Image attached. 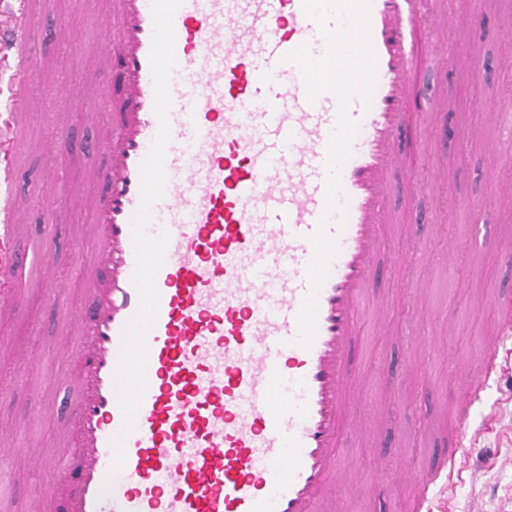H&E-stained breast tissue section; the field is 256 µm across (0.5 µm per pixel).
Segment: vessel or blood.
I'll use <instances>...</instances> for the list:
<instances>
[{"instance_id": "b4317fda", "label": "vessel or blood", "mask_w": 512, "mask_h": 512, "mask_svg": "<svg viewBox=\"0 0 512 512\" xmlns=\"http://www.w3.org/2000/svg\"><path fill=\"white\" fill-rule=\"evenodd\" d=\"M12 51L0 54V321H12L38 295L62 322L55 353L70 366L66 404L38 394L32 414L62 415L54 441L37 455L0 448V469L23 461L53 468L37 488L35 512H347L363 491L341 460L343 433L363 432L353 414L351 349L362 320L383 329L405 301L434 317L421 285L372 295L397 190L434 193L441 176L412 179L402 140L423 93L417 65L446 69L448 46H419L418 32L440 30L447 17L418 11V0H370L376 55L371 104L354 100L360 124L340 171L343 218L326 227L339 252L318 293L317 333L298 344L297 316L309 292L311 242L326 205L327 146L337 102L309 101L299 69L285 57L300 46L321 55L326 44L303 0H183L173 18L176 66L169 111L167 183L152 208L150 234L167 232L156 276L157 319L148 335L147 388L135 426L123 432L114 373L122 329L139 305L131 278V217L140 203V164L158 130L149 56L150 0H109L99 37L75 36L70 22L54 32L73 55L95 58L76 83L46 81L29 0H7ZM81 100L95 127L88 146L102 163L51 184L39 200L44 235L15 247L27 203L11 185L15 135L31 113ZM47 167L72 148L63 128L32 143ZM94 187L86 196V187ZM89 197L82 223H70L58 194ZM69 227L75 253L69 277L58 272L57 225ZM500 324L483 341L479 368L454 403L438 467L402 472L418 489L412 512L434 499L454 508L452 478L473 448L470 414L512 345V296L499 302ZM122 437L125 464L112 473V441Z\"/></svg>"}]
</instances>
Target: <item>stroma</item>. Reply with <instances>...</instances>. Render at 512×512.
I'll use <instances>...</instances> for the list:
<instances>
[{
    "instance_id": "obj_1",
    "label": "stroma",
    "mask_w": 512,
    "mask_h": 512,
    "mask_svg": "<svg viewBox=\"0 0 512 512\" xmlns=\"http://www.w3.org/2000/svg\"><path fill=\"white\" fill-rule=\"evenodd\" d=\"M445 10L456 21H472L469 39L449 38L450 55H474L479 73L451 69L445 72L419 69L417 78L424 93V115L412 121L403 145L411 156L413 177L428 180L433 164L448 166L445 189L438 194L418 195L412 204L395 196L392 205L397 221L391 229L384 255L374 277V288L386 293L397 284L429 277V301L436 311L431 323L421 322L417 310L396 307L385 335H368L354 348L350 370L355 378L356 412H379L387 404L400 403L396 420L374 428L371 439L343 438L340 452L353 467L359 481L369 487L367 500L355 503V512H402L407 488L399 479V467L421 471L433 462L437 448L423 435V427L449 422L450 399L460 389L463 371L448 373L447 363L435 361L430 373L406 374L410 357L419 353L413 340L419 336L447 338L448 353L477 350L483 336L494 328L495 310L486 297L498 289L512 291V242L499 228L512 226V208L494 202L487 179L490 159L487 147L501 145L497 161L500 179L512 182V150L503 148L504 138L494 124L495 113L512 104V44L499 37L505 24H512V0H491L474 8L469 0H443ZM66 17L86 39L97 33V10L84 0H49L37 50L46 78L66 80L89 66L81 57L66 56L52 29L56 16ZM479 130L481 139L456 154L448 133L454 129ZM425 150H418L419 138ZM480 202L477 218L483 229L471 238L465 207ZM458 252L455 265H447V242ZM456 327H449V319ZM60 332L58 316L30 299L18 323L0 328V422L19 427L18 442L29 452L49 443L56 421L31 418L32 395L40 385L42 368L48 363ZM36 345V363L16 364L11 349ZM471 431L476 449L456 479V493L469 512H512V469L501 468L503 458H512V383L494 381L483 405L472 417ZM52 471L30 472L19 464L0 473V512H32V489L52 483Z\"/></svg>"
}]
</instances>
